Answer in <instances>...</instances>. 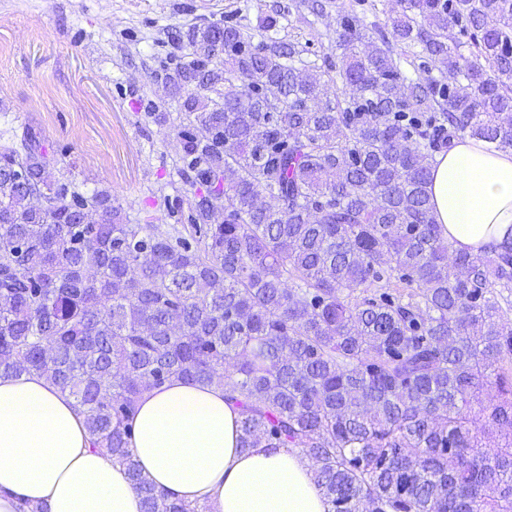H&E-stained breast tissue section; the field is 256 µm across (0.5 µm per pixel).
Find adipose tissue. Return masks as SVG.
Segmentation results:
<instances>
[{
    "instance_id": "obj_1",
    "label": "adipose tissue",
    "mask_w": 512,
    "mask_h": 512,
    "mask_svg": "<svg viewBox=\"0 0 512 512\" xmlns=\"http://www.w3.org/2000/svg\"><path fill=\"white\" fill-rule=\"evenodd\" d=\"M428 187L454 248L482 252L512 241V151L456 140ZM239 412L217 385L180 382L145 392L131 446L143 476L208 512H327L293 448L241 449ZM140 512L126 468L91 437L72 397L35 374L0 375V512Z\"/></svg>"
}]
</instances>
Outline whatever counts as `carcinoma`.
Instances as JSON below:
<instances>
[{"label": "carcinoma", "mask_w": 512, "mask_h": 512, "mask_svg": "<svg viewBox=\"0 0 512 512\" xmlns=\"http://www.w3.org/2000/svg\"><path fill=\"white\" fill-rule=\"evenodd\" d=\"M336 34L334 78L230 22L169 35L194 193L166 224L54 178L32 128L0 146V373L69 393L141 512L201 509L130 448L176 381L224 386L240 447L319 457L328 512H512V242L451 248L428 192L453 141L512 150V0H399L388 36L342 8Z\"/></svg>", "instance_id": "1"}]
</instances>
